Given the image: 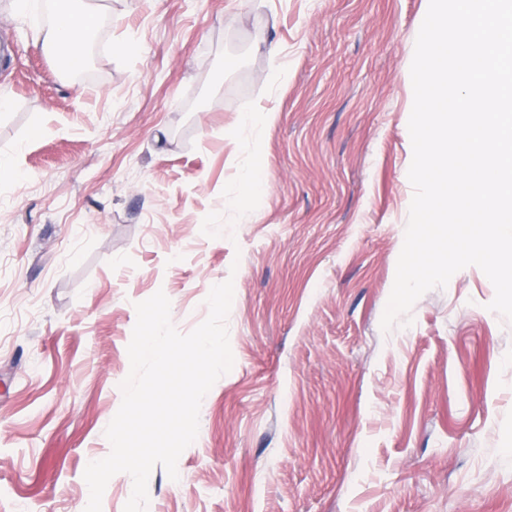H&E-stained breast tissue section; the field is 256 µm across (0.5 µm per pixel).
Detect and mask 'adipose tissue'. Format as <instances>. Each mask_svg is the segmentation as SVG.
Returning a JSON list of instances; mask_svg holds the SVG:
<instances>
[{"instance_id": "1", "label": "adipose tissue", "mask_w": 512, "mask_h": 512, "mask_svg": "<svg viewBox=\"0 0 512 512\" xmlns=\"http://www.w3.org/2000/svg\"><path fill=\"white\" fill-rule=\"evenodd\" d=\"M95 21L89 0H75L72 8L58 12L54 21L42 29V44L53 50H68L71 58H81Z\"/></svg>"}]
</instances>
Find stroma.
<instances>
[{
  "label": "stroma",
  "instance_id": "stroma-1",
  "mask_svg": "<svg viewBox=\"0 0 512 512\" xmlns=\"http://www.w3.org/2000/svg\"><path fill=\"white\" fill-rule=\"evenodd\" d=\"M429 0H95L79 76L0 0V512H85L135 305L230 372L146 512H512V321L475 266L382 331ZM284 75L268 79L269 46Z\"/></svg>",
  "mask_w": 512,
  "mask_h": 512
}]
</instances>
